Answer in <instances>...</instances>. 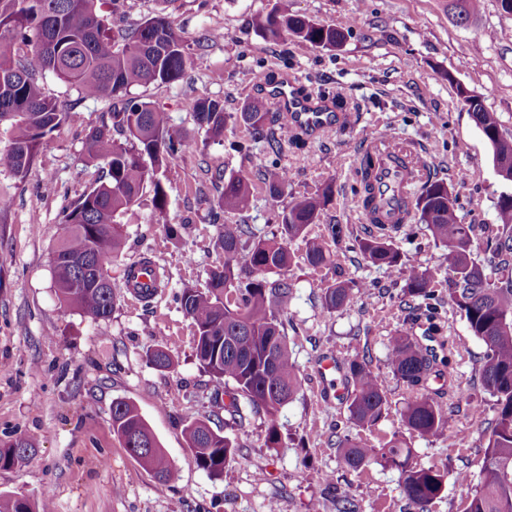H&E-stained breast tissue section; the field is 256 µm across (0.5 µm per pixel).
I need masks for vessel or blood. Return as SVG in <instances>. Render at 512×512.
Masks as SVG:
<instances>
[{
	"mask_svg": "<svg viewBox=\"0 0 512 512\" xmlns=\"http://www.w3.org/2000/svg\"><path fill=\"white\" fill-rule=\"evenodd\" d=\"M272 97L287 127L293 131L315 134L341 119L339 113L320 109L316 102L298 95L288 80L273 88ZM361 153L372 159L370 183L374 208L365 214L366 224L408 223V187L426 172L421 158L411 148L390 147L376 141L365 144Z\"/></svg>",
	"mask_w": 512,
	"mask_h": 512,
	"instance_id": "1",
	"label": "vessel or blood"
}]
</instances>
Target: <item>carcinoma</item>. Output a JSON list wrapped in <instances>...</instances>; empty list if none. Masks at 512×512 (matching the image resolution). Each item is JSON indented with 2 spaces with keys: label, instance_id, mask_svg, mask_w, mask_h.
<instances>
[{
  "label": "carcinoma",
  "instance_id": "obj_1",
  "mask_svg": "<svg viewBox=\"0 0 512 512\" xmlns=\"http://www.w3.org/2000/svg\"><path fill=\"white\" fill-rule=\"evenodd\" d=\"M161 8L132 29L114 28L102 12L105 0H0V125L7 145L0 149V166L20 177L35 161L38 148L64 121L66 112L48 97L42 80L52 75L82 99L110 102V122L92 129L85 139L87 159L100 164L98 184L64 212L65 234L53 258V283L64 312L76 311L93 320L112 316L122 285L111 280L112 258L123 247L122 219L143 197H150L151 223H167L169 201L157 172L177 154L190 152L195 141L168 126L163 109L133 90L151 84H174L183 79L192 64L188 45L178 32L172 13L177 0H157ZM481 0H449L448 8L461 23L480 10ZM266 38H293L308 48H335L345 35L308 17L291 15L277 7L255 19ZM460 103L492 147L494 168L501 180L512 184V138L503 137L495 113L468 88L456 85ZM187 108L197 126L210 139L220 141L231 115L224 101L206 95L190 98ZM276 114L255 98L239 112L240 122L251 136L260 139ZM120 134L119 141L114 134ZM371 160L358 168L356 194L364 207L372 202L368 182ZM260 180L268 183L272 196L288 185L285 173L268 175L266 165L257 167ZM223 190L214 202L219 210L238 214L252 203L251 180L231 175L223 178ZM332 186L294 201L279 213L278 233L245 246L250 236L246 224H222L218 246L220 266L211 270L203 288L184 287L180 306L194 327L195 357L211 377L215 395L228 396L224 411L244 419L240 399L251 410L270 418L266 442L279 443L276 413L293 399L300 387L296 365L281 320L290 295L283 275L290 267L288 243L315 223L326 206ZM499 224L487 238L485 256H472L476 225L464 224L457 211V198L448 184L429 175L411 194L410 222L420 224L437 244L448 249V303L466 320L470 332L485 345L475 366L484 390L496 402L483 464L477 484L467 493L465 512H512V193L503 192L496 205ZM368 262L389 269L406 270L404 295L409 301L435 299L433 275L421 268L393 243L389 234L367 233L355 240ZM306 259L319 266L330 260L329 250L318 239L305 241ZM165 273L155 268V286L138 291V300H152L165 287ZM355 284L337 280L323 290V307L342 308ZM388 367L392 375L411 388L424 385L431 375H440L438 365L451 363L453 343L441 341V354L426 355L419 340L402 332L389 338ZM159 370L173 367L161 347L147 352ZM346 380L351 387L349 418L360 427L374 425L387 409V395L378 374L363 358L348 364ZM231 381L233 391H224ZM405 426L421 435L443 432L448 416L443 404L421 397L404 407ZM112 430L132 457L159 480L173 482L176 467L160 448L137 408L127 401L112 403ZM188 448L199 468L219 476L235 455L232 442L199 419L185 428ZM32 448L20 438L0 444V469L17 462L16 444ZM342 462L351 469L371 463L400 472V490L414 512H428L441 496L445 475L411 462L412 449L399 440L376 450L363 448L348 437H337ZM0 512H39V506L23 497L0 496Z\"/></svg>",
  "mask_w": 512,
  "mask_h": 512
}]
</instances>
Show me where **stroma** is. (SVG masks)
Instances as JSON below:
<instances>
[{"label": "stroma", "mask_w": 512, "mask_h": 512, "mask_svg": "<svg viewBox=\"0 0 512 512\" xmlns=\"http://www.w3.org/2000/svg\"><path fill=\"white\" fill-rule=\"evenodd\" d=\"M277 5L342 30L344 45L329 52L302 48L289 38H262L253 21ZM174 19L193 65L176 84L136 93L164 109L170 126L194 138L198 150L169 160L160 171L169 225L149 223L151 202L142 200L111 265L116 281L143 257L162 268L168 286L151 304L124 292L111 318L94 321L63 313L53 287L62 214L100 176L86 160L85 137L107 121L106 102L80 98L44 78L46 94L63 103L67 118L42 144L24 178L0 168V192L13 197L0 212V442L25 437L33 445L26 460L0 469V495L28 497L47 512H309L314 505L335 512L322 481L329 475L359 512H408L399 471L377 464L349 469L330 442L338 433L366 448L404 441L414 465L445 475V491L429 512H463L468 487L458 475L477 480L487 422L495 416L493 399L473 370L485 346L446 301V248L421 232L397 234L396 245L435 275L440 326L456 347L453 374L461 389L443 433L422 437L409 431L401 421L405 404L436 397L442 382L432 378L411 389L387 366L390 336L403 330L421 338L426 331L402 301L404 273L372 265L355 249L365 224L354 189L361 140L385 135L417 146L431 172L457 194L463 223L496 224V203L506 186L455 85L479 95L512 138V14L498 0H483L479 15L466 23L452 17L448 0H179ZM211 30L220 31L221 39L204 43ZM260 72L290 77L312 95L332 99L346 121L303 145L283 144L276 155L233 118L223 141L207 138L186 100L217 97L233 115L256 95ZM256 155L265 157L270 173L287 172V191L274 199L257 185L249 211L214 217L212 202L221 189L211 184L212 174L251 177ZM48 183L53 192H45ZM328 184L330 203L304 237L290 244L291 295L282 320L301 387L278 413L280 443L271 447L265 414L240 422L217 406L210 377L195 357L193 325L175 294L187 285L205 287L209 270L221 264V223L246 224L255 236H270L292 199ZM200 188L206 199L197 196ZM332 224L346 230L341 241L331 242L332 263L310 265L306 239L328 240ZM339 269L358 288L346 306L330 312L322 294ZM156 345L165 346L173 368L161 371L148 362L146 351ZM327 355L343 366L370 359L388 399L377 424L360 427L350 420L347 396L335 393V375L320 372ZM118 400L136 405L177 466V482L156 480L113 435L111 408ZM203 417L213 418L236 448L217 478L198 467L184 436L185 426Z\"/></svg>", "instance_id": "stroma-1"}]
</instances>
